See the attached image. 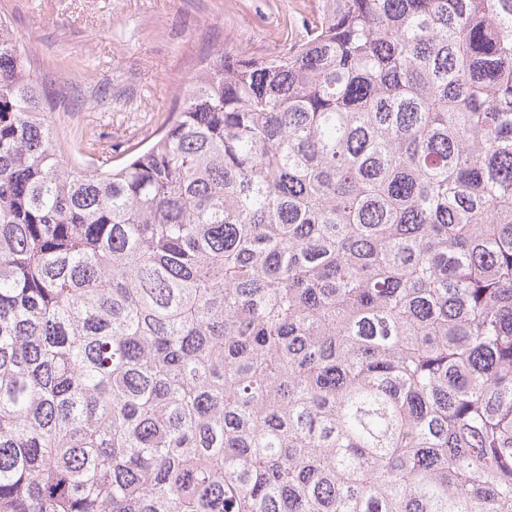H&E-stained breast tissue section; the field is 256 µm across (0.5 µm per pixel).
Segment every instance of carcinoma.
<instances>
[{"label": "carcinoma", "mask_w": 512, "mask_h": 512, "mask_svg": "<svg viewBox=\"0 0 512 512\" xmlns=\"http://www.w3.org/2000/svg\"><path fill=\"white\" fill-rule=\"evenodd\" d=\"M66 98L0 19V512H512V0H320L115 166Z\"/></svg>", "instance_id": "cac0c4a2"}]
</instances>
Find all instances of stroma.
<instances>
[{
	"label": "stroma",
	"instance_id": "1",
	"mask_svg": "<svg viewBox=\"0 0 512 512\" xmlns=\"http://www.w3.org/2000/svg\"><path fill=\"white\" fill-rule=\"evenodd\" d=\"M319 0H0L32 70L68 88L52 119L100 135L119 161L166 121L209 56H270L301 34Z\"/></svg>",
	"mask_w": 512,
	"mask_h": 512
}]
</instances>
